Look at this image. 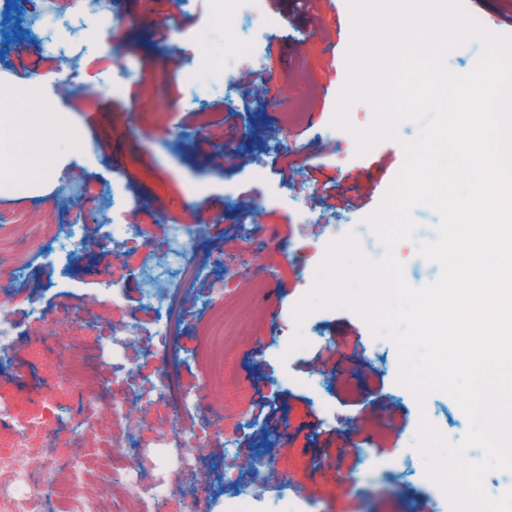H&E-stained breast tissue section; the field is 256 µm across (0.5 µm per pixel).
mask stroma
<instances>
[{
    "mask_svg": "<svg viewBox=\"0 0 512 512\" xmlns=\"http://www.w3.org/2000/svg\"><path fill=\"white\" fill-rule=\"evenodd\" d=\"M127 2L135 23L114 27L105 51H88L70 67L34 45L14 59L8 74L16 88L49 94V112L74 117L80 139L92 144L93 154L74 153L41 191H0V205L16 215L8 238L17 248L38 236L52 237L74 222L82 224L84 235L75 266L78 285L68 292L55 289L54 267L40 255L30 256L23 288L45 309L62 304L78 318L71 324L36 321L23 300L7 310L19 334L13 361L0 368V403L49 427L55 424L56 410L76 412L74 400L51 397L46 390L47 382L63 370V349L79 345L96 350L95 326L137 311L136 299L115 308L96 292L114 271L129 278L147 261L141 251L100 252V238L111 229L107 203L112 196L126 199L130 220L146 225L154 242L181 227L196 243L195 262L208 276L224 273L209 266L210 252L223 240L215 217L231 220L240 210L246 220L270 228L274 240L257 242L245 255L246 265L255 269L254 279L270 281L272 290L254 304L262 321L253 346L225 360L237 374L236 388L220 396L210 389L197 361L199 309L194 305L182 308L177 329L159 351L135 354V371L150 379L159 363H166L189 402L234 420L240 458H273V485L306 502L310 512H419L425 503L442 512L449 498L428 476L416 438L425 417L450 442H459L469 422L455 400L437 392L418 401L398 380L395 344L375 335L357 312L318 309L300 323L294 317L332 242L352 233L365 256L382 258L385 249L365 220L378 210L403 164L397 140L418 134L414 123L403 122L397 139L380 140L359 152L351 130L369 126L374 116L363 100L349 108L351 130L333 126L348 78L353 34L348 0H316L313 10L303 0H289L278 9L283 23L264 41L266 76L258 83L246 69L235 72L233 95L239 109L229 123L221 118L223 84H214L200 99L193 93L194 84L206 82L211 60L223 47L208 0L189 5L184 0ZM64 80L72 91L62 96L55 88ZM115 81L122 82V90L109 93ZM313 85L321 95L307 122L289 131L282 147L315 143L297 183L336 221L306 237L303 210L278 188L276 155H267L262 179L253 175L252 158L273 137L272 105L305 103ZM195 109L211 113L215 140L237 144L238 161L196 150L195 133L183 124L186 112ZM413 217L418 230L394 254L404 265L407 282L421 287L440 275L439 265L418 254L419 243L434 238L439 218L423 205ZM272 326L278 331L274 343L268 333ZM48 332L59 351L44 352L31 344L30 334ZM298 334L305 347L281 356L276 344H288ZM262 395L279 405L278 424L258 418L254 403ZM339 476L347 484L342 495L336 492Z\"/></svg>",
    "mask_w": 512,
    "mask_h": 512,
    "instance_id": "stroma-1",
    "label": "stroma"
}]
</instances>
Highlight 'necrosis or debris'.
I'll list each match as a JSON object with an SVG mask.
<instances>
[{
    "label": "necrosis or debris",
    "instance_id": "4bbe7bcc",
    "mask_svg": "<svg viewBox=\"0 0 512 512\" xmlns=\"http://www.w3.org/2000/svg\"><path fill=\"white\" fill-rule=\"evenodd\" d=\"M77 18L91 17L92 32H107L119 24L124 0H72ZM213 22L224 32V71L247 67L262 72L260 41L277 29L281 21L263 8V0H211ZM112 230L100 248L105 252L148 250L153 246L147 228L129 223L125 206L112 202ZM79 225L51 244L35 239L33 249L43 250L55 266L60 285L72 287L71 267L82 249ZM244 239L233 235L212 253V263L223 266V278L209 280L205 291L208 318L199 334L204 338L203 362L212 385L223 388L224 351L212 348L207 340L212 329L223 326L226 306H236L242 331H249L252 316L250 297L260 283L248 274ZM195 256L191 240L174 235L164 241L157 258L138 273V300L142 312L137 319L113 322L101 333L92 353L72 350L70 371L48 386L50 392L67 394L78 402L76 414L62 418L80 453L71 456L65 468L55 462L56 436L29 419L19 417L15 408L0 404V426L12 431L13 452L0 455V512H41L46 490H53L67 512H162L169 498L193 489L191 512H205L206 489L199 485V462L189 456L187 447L206 448L210 432L219 430L217 417L200 414L181 404V414L169 419L147 418L140 429H133L128 416L130 402L151 404L161 398H176L177 389L170 373L156 381L143 380L128 366V347L134 337L160 341L171 331L168 310L176 309L178 298L171 282L195 280L191 266ZM108 364L113 378L122 380L126 391L103 400L105 383L97 377L100 364ZM112 451L111 463L101 462L99 449Z\"/></svg>",
    "mask_w": 512,
    "mask_h": 512
}]
</instances>
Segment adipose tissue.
<instances>
[{
  "instance_id": "obj_1",
  "label": "adipose tissue",
  "mask_w": 512,
  "mask_h": 512,
  "mask_svg": "<svg viewBox=\"0 0 512 512\" xmlns=\"http://www.w3.org/2000/svg\"><path fill=\"white\" fill-rule=\"evenodd\" d=\"M70 118L48 119L44 97L0 84V183L46 184L74 152Z\"/></svg>"
}]
</instances>
